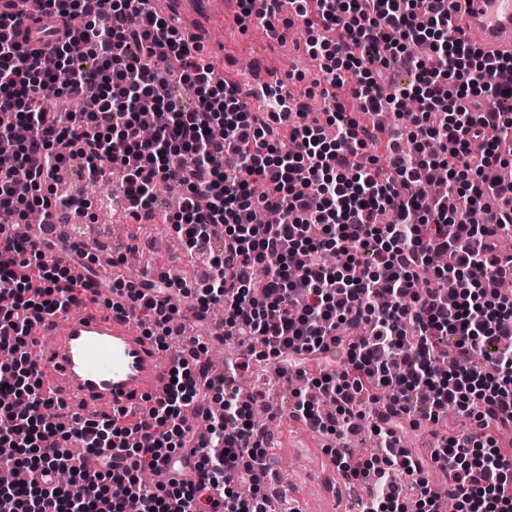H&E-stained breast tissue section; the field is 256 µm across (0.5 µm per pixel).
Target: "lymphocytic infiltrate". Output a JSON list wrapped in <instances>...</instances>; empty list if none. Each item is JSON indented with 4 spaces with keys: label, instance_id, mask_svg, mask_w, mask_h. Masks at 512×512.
I'll use <instances>...</instances> for the list:
<instances>
[{
    "label": "lymphocytic infiltrate",
    "instance_id": "1",
    "mask_svg": "<svg viewBox=\"0 0 512 512\" xmlns=\"http://www.w3.org/2000/svg\"><path fill=\"white\" fill-rule=\"evenodd\" d=\"M44 2L64 30L40 50L0 19V143L14 145L0 152V210L51 223L55 194L39 189L77 158L94 181L120 163L123 197L148 209L158 184L181 187L173 224L188 251L223 238L198 310L222 306L224 338L242 354L216 374L198 368L200 350L177 359L165 396L125 421L65 412L33 362L0 363V467L12 473L0 500L13 512H184L216 490L213 512H267L255 468L267 450L236 385L260 358L302 378L290 415L309 428L343 439L369 421L381 457L359 464L349 446L334 451L345 477L372 484L361 512H434L439 494L424 473L435 461L450 467L458 512H512V469L496 438L512 430V279L501 274L512 254L500 249L512 207L488 215L486 192L495 166L512 162L500 153L512 144V57L470 44L444 0H299L324 115L294 110L276 88L259 115L151 0ZM76 43L86 61L71 55ZM351 74L353 108L337 94ZM175 83L194 91L197 108L183 107ZM407 100V134L367 140ZM260 207L281 222L254 223ZM53 250L49 239L0 238V294L12 299L0 308V351L24 347L39 313L68 309L82 291L100 297L89 254L74 252L87 269L77 282ZM112 288L171 334L172 293L185 283ZM448 352L457 369L436 372ZM400 355L407 369L397 376ZM209 391L221 401L199 436L184 414ZM452 414L473 431L442 436L430 459L402 447L404 428ZM70 440L82 454L65 450ZM63 470L71 485L59 482Z\"/></svg>",
    "mask_w": 512,
    "mask_h": 512
}]
</instances>
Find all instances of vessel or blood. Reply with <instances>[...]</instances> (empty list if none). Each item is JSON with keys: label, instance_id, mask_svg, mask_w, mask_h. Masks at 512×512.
<instances>
[{"label": "vessel or blood", "instance_id": "1", "mask_svg": "<svg viewBox=\"0 0 512 512\" xmlns=\"http://www.w3.org/2000/svg\"><path fill=\"white\" fill-rule=\"evenodd\" d=\"M238 2L164 0V5L193 22L199 33ZM446 5L470 42L492 55H512V0H446ZM0 15L13 17L31 47L56 39L61 26L41 0H31L23 12L15 10L14 0H0ZM81 300V310L43 315L29 347L53 397L85 417L148 410L150 399L161 396L168 385L172 357L161 350L157 337L147 335L125 297L113 295L116 309L106 313L90 295Z\"/></svg>", "mask_w": 512, "mask_h": 512}]
</instances>
